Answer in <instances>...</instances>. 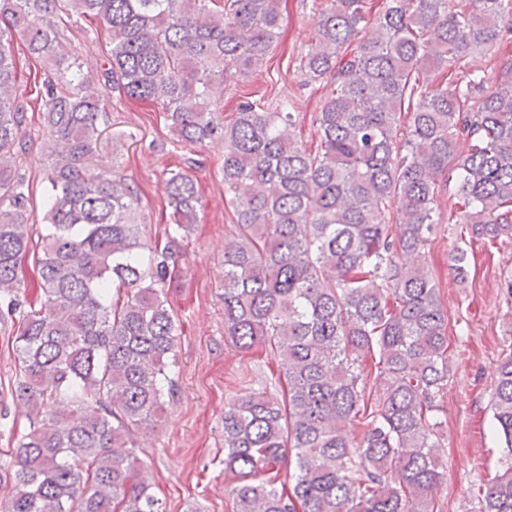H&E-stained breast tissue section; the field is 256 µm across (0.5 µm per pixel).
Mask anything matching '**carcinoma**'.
<instances>
[{
  "label": "carcinoma",
  "instance_id": "cac0c4a2",
  "mask_svg": "<svg viewBox=\"0 0 512 512\" xmlns=\"http://www.w3.org/2000/svg\"><path fill=\"white\" fill-rule=\"evenodd\" d=\"M280 6L0 0V298L19 314L11 395L31 407L0 464V512H165L136 435L180 393L164 285L201 197L192 176L170 171L174 222L147 234L137 186L94 161L112 96L159 106L185 146L224 139V335L269 350L283 376L277 393L246 387L224 405L235 512H437L452 359L426 248L445 212L473 242L512 229V58L487 68L512 44V0H379L374 13L368 0H323L300 64L307 81L330 76L314 153L280 99L245 93L224 123V87L263 66ZM63 14L108 31L95 92L56 24ZM18 40L43 64L41 231L22 172ZM425 64L459 69L453 92L420 76ZM451 261L466 278L467 251L453 247ZM490 408L505 453L483 512H512V350L495 366Z\"/></svg>",
  "mask_w": 512,
  "mask_h": 512
}]
</instances>
